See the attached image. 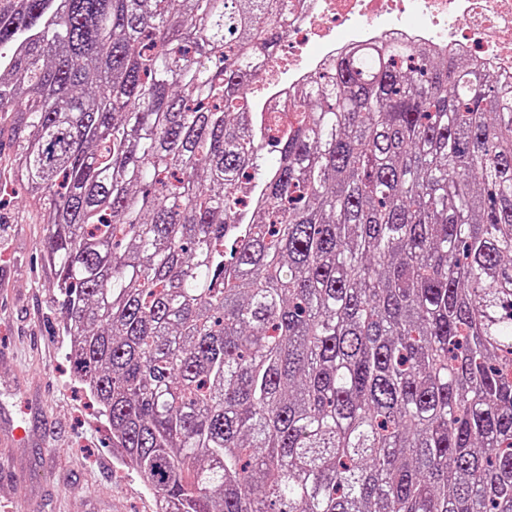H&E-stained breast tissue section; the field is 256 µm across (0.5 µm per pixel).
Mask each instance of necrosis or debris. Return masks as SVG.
I'll return each mask as SVG.
<instances>
[{
	"label": "necrosis or debris",
	"instance_id": "4bbe7bcc",
	"mask_svg": "<svg viewBox=\"0 0 512 512\" xmlns=\"http://www.w3.org/2000/svg\"><path fill=\"white\" fill-rule=\"evenodd\" d=\"M279 53L251 85V109L276 111L341 52L381 41L463 56L512 93V0H295Z\"/></svg>",
	"mask_w": 512,
	"mask_h": 512
}]
</instances>
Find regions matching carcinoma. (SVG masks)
Masks as SVG:
<instances>
[{"label":"carcinoma","instance_id":"cac0c4a2","mask_svg":"<svg viewBox=\"0 0 512 512\" xmlns=\"http://www.w3.org/2000/svg\"><path fill=\"white\" fill-rule=\"evenodd\" d=\"M290 0H0L78 381L156 512H512V96L353 48L265 122Z\"/></svg>","mask_w":512,"mask_h":512}]
</instances>
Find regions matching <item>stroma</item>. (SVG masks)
<instances>
[{
    "instance_id": "1",
    "label": "stroma",
    "mask_w": 512,
    "mask_h": 512,
    "mask_svg": "<svg viewBox=\"0 0 512 512\" xmlns=\"http://www.w3.org/2000/svg\"><path fill=\"white\" fill-rule=\"evenodd\" d=\"M44 235L24 199L0 209V497L18 512H156L71 373Z\"/></svg>"
}]
</instances>
